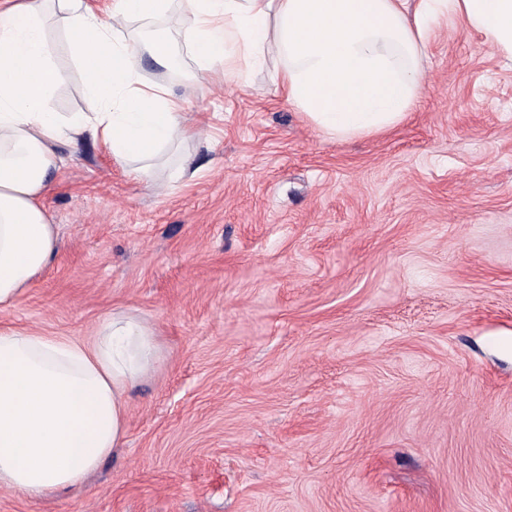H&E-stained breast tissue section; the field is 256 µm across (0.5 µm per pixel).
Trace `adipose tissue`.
Wrapping results in <instances>:
<instances>
[{
    "label": "adipose tissue",
    "instance_id": "obj_1",
    "mask_svg": "<svg viewBox=\"0 0 512 512\" xmlns=\"http://www.w3.org/2000/svg\"><path fill=\"white\" fill-rule=\"evenodd\" d=\"M172 0H112L101 19L84 0H0V309L49 266L59 237L42 201L65 165L61 147L92 137L133 182H154L171 146L198 138L184 96L150 82L143 57L173 69L167 35L149 29ZM198 64L186 74L241 75L278 55L272 83L336 140L386 133L412 111L425 83V48L445 12L480 30L512 61V0H183ZM56 27L83 74L88 112H57L69 74L47 38ZM161 346L144 318L115 312L90 340L0 329V486L32 498L82 483L128 432L127 397L155 371Z\"/></svg>",
    "mask_w": 512,
    "mask_h": 512
}]
</instances>
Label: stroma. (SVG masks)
Instances as JSON below:
<instances>
[{"label":"stroma","instance_id":"1","mask_svg":"<svg viewBox=\"0 0 512 512\" xmlns=\"http://www.w3.org/2000/svg\"><path fill=\"white\" fill-rule=\"evenodd\" d=\"M180 73L178 8L157 20ZM71 79L58 112L86 109ZM390 132L315 129L270 69L197 82L196 176L153 188L92 143L44 207L59 250L0 328L147 319L163 360L86 481L0 512H512V65L441 18Z\"/></svg>","mask_w":512,"mask_h":512}]
</instances>
